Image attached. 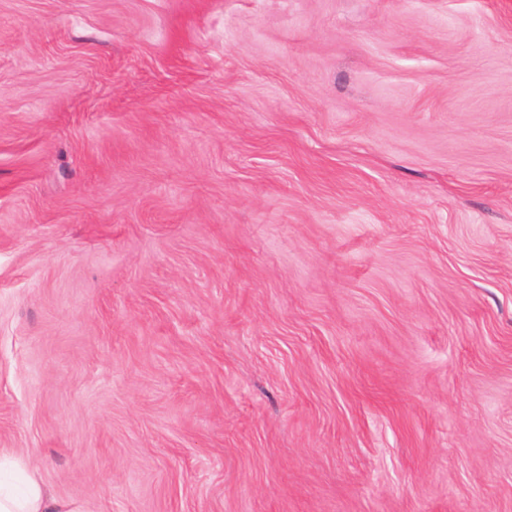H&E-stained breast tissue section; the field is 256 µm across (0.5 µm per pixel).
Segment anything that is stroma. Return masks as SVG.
<instances>
[{
    "label": "stroma",
    "mask_w": 512,
    "mask_h": 512,
    "mask_svg": "<svg viewBox=\"0 0 512 512\" xmlns=\"http://www.w3.org/2000/svg\"><path fill=\"white\" fill-rule=\"evenodd\" d=\"M0 451L512 512V0H0Z\"/></svg>",
    "instance_id": "1"
}]
</instances>
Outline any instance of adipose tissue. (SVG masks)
Returning <instances> with one entry per match:
<instances>
[{
	"mask_svg": "<svg viewBox=\"0 0 512 512\" xmlns=\"http://www.w3.org/2000/svg\"><path fill=\"white\" fill-rule=\"evenodd\" d=\"M12 474L0 483V512H64L53 493L29 469L17 467L8 456L0 455V471Z\"/></svg>",
	"mask_w": 512,
	"mask_h": 512,
	"instance_id": "ef3b65f1",
	"label": "adipose tissue"
}]
</instances>
